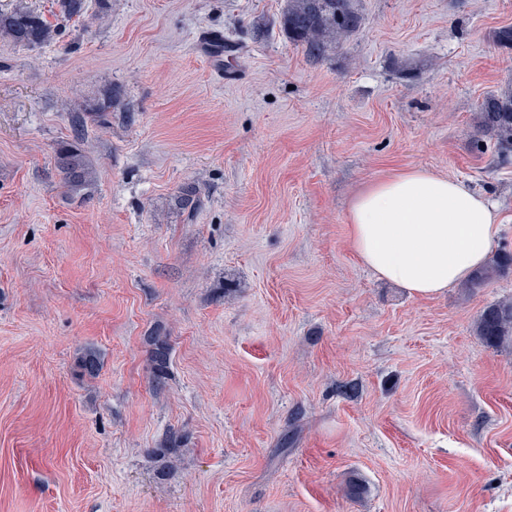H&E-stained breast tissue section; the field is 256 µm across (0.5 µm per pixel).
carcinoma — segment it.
I'll use <instances>...</instances> for the list:
<instances>
[{"label":"carcinoma","instance_id":"carcinoma-1","mask_svg":"<svg viewBox=\"0 0 512 512\" xmlns=\"http://www.w3.org/2000/svg\"><path fill=\"white\" fill-rule=\"evenodd\" d=\"M59 13L69 19L87 14L88 0H57ZM362 18L354 0H287L279 24L288 39L305 48L307 54L319 59L336 45L356 33ZM0 36L24 47H37L54 40L56 30L46 17L28 6L17 5L10 11H0ZM112 104V97L94 105H81L71 112L73 127L80 129L87 120L101 121ZM480 131L497 142L503 151L512 149V91L491 93L478 105ZM55 163L67 191L78 193L94 182L95 172L77 148L62 146L55 153ZM512 271V253L500 252L488 265L467 281L465 288L472 292L493 279ZM475 332L490 347L512 343V300L504 299L486 306L475 323ZM170 347L165 336L152 340L155 378L167 374ZM83 374L94 376L101 367L98 354L86 351L79 360Z\"/></svg>","mask_w":512,"mask_h":512}]
</instances>
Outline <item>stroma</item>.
Returning <instances> with one entry per match:
<instances>
[{
    "instance_id": "1",
    "label": "stroma",
    "mask_w": 512,
    "mask_h": 512,
    "mask_svg": "<svg viewBox=\"0 0 512 512\" xmlns=\"http://www.w3.org/2000/svg\"><path fill=\"white\" fill-rule=\"evenodd\" d=\"M18 3L61 34L0 38V512H512V347L474 333L512 272L417 298L347 225L367 185L424 168L497 201L512 251V154L476 128L512 88V0H357L318 61L285 0ZM213 31L239 59L213 61ZM111 87V121L76 133ZM62 144L88 190L63 187ZM112 96V90L107 97V100H104L101 103H97L94 105H80L77 109L71 112L70 120L73 127L80 129L84 128L87 125V120L91 121H104V116L108 108H110L112 104V97H115L117 92H114ZM55 156L63 185L70 193H78L94 182V169L77 148L62 146L56 151ZM152 358L155 366V378L160 382L166 379L170 347L165 336H154L152 340Z\"/></svg>"
}]
</instances>
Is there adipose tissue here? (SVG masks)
I'll return each mask as SVG.
<instances>
[{
	"mask_svg": "<svg viewBox=\"0 0 512 512\" xmlns=\"http://www.w3.org/2000/svg\"><path fill=\"white\" fill-rule=\"evenodd\" d=\"M347 224L363 266L413 296L429 298L484 265L500 215L487 194L465 182L413 168L357 194Z\"/></svg>",
	"mask_w": 512,
	"mask_h": 512,
	"instance_id": "adipose-tissue-1",
	"label": "adipose tissue"
}]
</instances>
